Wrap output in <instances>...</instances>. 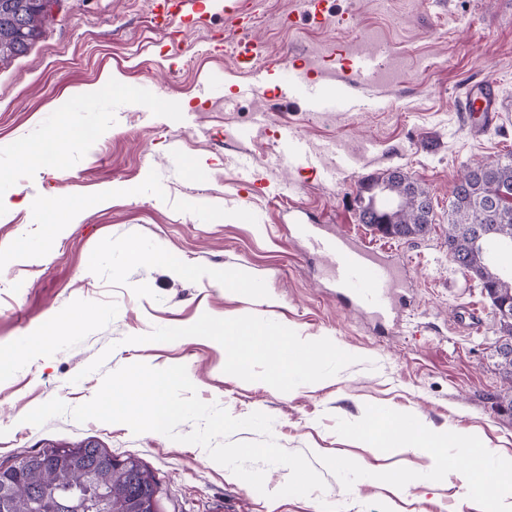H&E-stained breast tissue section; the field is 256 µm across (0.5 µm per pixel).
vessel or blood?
Returning a JSON list of instances; mask_svg holds the SVG:
<instances>
[{
    "label": "vessel or blood",
    "mask_w": 512,
    "mask_h": 512,
    "mask_svg": "<svg viewBox=\"0 0 512 512\" xmlns=\"http://www.w3.org/2000/svg\"><path fill=\"white\" fill-rule=\"evenodd\" d=\"M224 17L236 26L246 27L253 17L250 0H224ZM276 89L282 97L302 99L313 112L332 111L340 104L335 93L329 91L327 83L304 67L279 69ZM465 110L470 118L493 123L498 112L497 97L488 88L467 94ZM280 138L290 162L311 163L307 146L298 135L285 128ZM299 231L314 251L329 260L331 278L341 295L378 321L391 319V292L399 287L400 280L373 248L342 233H321L316 224L300 225Z\"/></svg>",
    "instance_id": "vessel-or-blood-1"
}]
</instances>
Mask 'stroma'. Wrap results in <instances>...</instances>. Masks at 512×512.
Returning <instances> with one entry per match:
<instances>
[{"instance_id":"stroma-1","label":"stroma","mask_w":512,"mask_h":512,"mask_svg":"<svg viewBox=\"0 0 512 512\" xmlns=\"http://www.w3.org/2000/svg\"><path fill=\"white\" fill-rule=\"evenodd\" d=\"M154 12L155 0H54L28 52L0 62V345L23 349L49 322L58 332L0 373V464L92 441L139 458L161 483L164 512H485L512 483L478 486L458 449L393 447L382 431L400 420L472 437L483 470L512 463V418L496 399L497 319L445 243L460 172L512 155V0H323L320 22L304 0H258L244 32L214 0L175 38ZM247 40L260 53L242 69L234 49ZM269 59L307 64L336 92L351 84L372 102L309 112L275 96V77L256 78ZM477 84L499 95L497 122L479 131L462 110ZM68 121L97 128L98 141L71 144L58 171L20 161L25 142ZM259 121L262 134L238 138ZM284 123L315 153L313 170L282 160ZM332 142L345 163L325 152ZM392 169L432 197V229L410 243L358 221L359 182ZM253 173L270 186L242 198ZM97 195L102 203L46 241V203ZM301 224L362 237L399 271L393 323L337 295ZM129 241L166 263L129 261ZM222 272L242 273L255 292L221 286ZM242 319L314 341L319 355L308 369L276 370L257 350L234 370L224 344L196 330ZM134 363L185 366L202 401L236 418L269 415L274 439L305 454L325 490L281 495L290 471L272 465L261 494L203 447L122 423H25L51 399L88 402L106 374ZM365 426L370 436L358 438Z\"/></svg>"}]
</instances>
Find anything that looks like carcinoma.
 Here are the masks:
<instances>
[{
    "instance_id": "carcinoma-1",
    "label": "carcinoma",
    "mask_w": 512,
    "mask_h": 512,
    "mask_svg": "<svg viewBox=\"0 0 512 512\" xmlns=\"http://www.w3.org/2000/svg\"><path fill=\"white\" fill-rule=\"evenodd\" d=\"M10 0L0 3V61L29 49L40 34L43 12L33 8L12 11ZM512 190V158L507 162H476L466 168L451 190L448 208V255L467 271L480 273L481 288L512 308V273L495 260L500 252L512 253V206L492 219V192ZM360 223L380 234L404 242L426 236L433 221L432 198L427 187L408 173L394 169L363 180L357 195ZM501 226L497 243L476 245L474 230L483 224ZM394 225V230L385 225ZM505 338L496 349L497 367L509 387L501 406L512 416V348ZM93 467L85 484L71 481L74 468ZM139 499L161 500L160 483L136 457L118 459L88 442L77 448H41L0 465V512H57L62 504L88 503L94 512H129Z\"/></svg>"
}]
</instances>
